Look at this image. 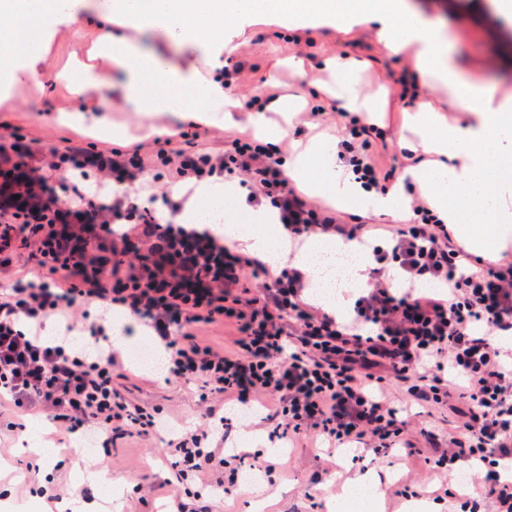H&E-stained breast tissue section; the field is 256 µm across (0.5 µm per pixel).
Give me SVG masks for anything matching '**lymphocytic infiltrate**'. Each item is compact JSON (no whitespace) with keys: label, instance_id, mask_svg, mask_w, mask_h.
Here are the masks:
<instances>
[{"label":"lymphocytic infiltrate","instance_id":"1","mask_svg":"<svg viewBox=\"0 0 512 512\" xmlns=\"http://www.w3.org/2000/svg\"><path fill=\"white\" fill-rule=\"evenodd\" d=\"M372 132L368 125L351 128L339 155L375 187L393 172L370 153ZM170 143L158 139L147 157L74 146L15 163L0 137V273L11 270L23 248L37 265L36 278L21 273L0 290V398L13 404L17 420L46 413L56 434L83 432L105 450L115 433L158 432L162 418L131 405L112 384L118 354L104 344L103 321L82 325L75 316L80 304L119 306L152 331L168 356L169 376L200 383V400L274 403L276 427L288 435L312 430L332 448L393 451L407 442L392 390L412 406L450 409L456 421L447 442L423 433L436 450V467L479 461L483 493L496 512H512V482L498 471L512 459V347L492 341L512 335V261L484 267L456 245L421 197L408 224L337 222L294 188L279 145L249 136L228 139L220 151H174ZM157 164L177 183L239 179L249 203L273 208L290 238L360 241L375 262L369 288L344 320L308 305L306 274L291 265L242 298L234 288L264 272L251 254L153 220L120 196L104 204L75 182L62 199L46 188L50 170L92 169L123 184ZM129 254L135 264L122 267L120 256ZM226 320L238 326L236 351L219 353L196 341V329ZM232 424L217 416L169 441L166 454L181 479L197 483L223 467L210 438Z\"/></svg>","mask_w":512,"mask_h":512}]
</instances>
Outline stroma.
Listing matches in <instances>:
<instances>
[{"mask_svg":"<svg viewBox=\"0 0 512 512\" xmlns=\"http://www.w3.org/2000/svg\"><path fill=\"white\" fill-rule=\"evenodd\" d=\"M87 8L73 20L50 25L44 35V53L34 69L36 78H23L14 83L8 95L0 96V135L14 134L15 153H37L57 147L78 145L87 149L110 152L152 146L154 132H188V139H174L172 146L185 148L193 142L213 150L224 147V138L238 128L208 119L186 121L170 113L143 114L127 111L119 87H112V105L106 119L123 127L120 138H102L93 133L88 123L60 121L59 116L77 109L70 93L69 80L60 71L71 56L87 59L101 31L98 16L106 11L109 0H86ZM425 11L443 16L457 43L458 50L470 66L487 65L499 79L500 93L512 94V26L504 24L489 7V0H421ZM379 23L369 22L347 31L318 27L306 29L300 39L288 37L284 26L254 23L234 38L232 62L246 63L242 77L233 82L232 93L241 106L237 116L246 120L250 114L245 100L262 93L278 96L294 94L303 105L292 117L270 113L272 122L280 125L281 137L287 140L284 155L313 138L337 142L351 122L334 102L319 100L308 81L285 66L286 58L296 56L315 66L324 58L354 57L366 62L362 76L365 88L385 87L389 91V110L384 114L383 135L371 140V153L380 166L404 169L410 160L404 155L409 133L403 126L406 109L416 100L406 94L400 81L403 70L414 69L412 53L388 51L380 36ZM113 384L132 404L159 409L167 416L172 429L187 431L208 420L218 411L223 400L212 397L200 400L194 385L180 380H163L147 370L122 377L114 376ZM406 437L409 447L388 454L356 451L350 455H329L315 435H301L282 441L272 438L274 428L261 409L249 411L247 417L226 434L223 445L244 448L245 456L236 461L238 469L249 468L254 460L271 468L267 480L243 485L233 496L225 497L226 512H254L256 494L268 497L269 512H332L336 492L346 483L378 472L391 473L382 485L374 512H407L415 500L430 502L433 512H459L462 497H449L447 486H458V479L435 469L434 449L419 435L428 428L446 435L452 416L440 410L413 413L408 417ZM36 420L26 423L28 434H39L43 453L28 454L17 450L19 437L13 432L0 433V512H54L55 506L41 497L37 488L45 480L67 491L88 489L83 506L86 512H164L170 499L182 495L184 487L176 480V471L165 454L166 436L142 437L117 434L112 438V455L80 448L69 450L68 440L49 433H37Z\"/></svg>","mask_w":512,"mask_h":512,"instance_id":"stroma-1","label":"stroma"}]
</instances>
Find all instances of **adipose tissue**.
Here are the masks:
<instances>
[{
	"label": "adipose tissue",
	"mask_w": 512,
	"mask_h": 512,
	"mask_svg": "<svg viewBox=\"0 0 512 512\" xmlns=\"http://www.w3.org/2000/svg\"><path fill=\"white\" fill-rule=\"evenodd\" d=\"M84 5L85 0H0V82L8 86L29 75L40 55L43 30L55 18H75ZM108 12L124 16L129 29L106 31L98 40L96 52L109 68L84 71L72 82L75 100L96 89L98 110L109 109L103 91L117 76L124 102L133 111L178 112L187 120L210 112L227 123L233 122L236 107L224 81V56L231 51L228 25L283 22L297 33L313 26L350 28L377 21L386 48L412 51L424 85L438 88L457 113L448 118L425 99L404 116L405 125L420 136V148L435 155L433 166L408 167L385 191L369 192L346 171L331 143L315 142L289 157V176L331 198L343 211L393 219L403 211L407 190L413 189L432 198L457 245L481 261L495 263L512 249V148L504 144L512 135V96L500 94L497 84L466 67L452 36L422 16L413 0H111ZM148 29L178 31L183 43L207 49L212 58L208 77H200L194 65L174 64L147 51L137 35ZM323 68L335 83L333 96L343 112L368 124L387 111V91H365L354 63L332 57ZM208 227L270 264L281 258L275 241L284 232L273 212L251 210L238 223L216 217ZM336 248L353 256L346 272L325 270L311 249L296 256L299 266L329 281L332 295L325 307L332 313L369 280V260L357 242L341 240Z\"/></svg>",
	"instance_id": "adipose-tissue-1"
}]
</instances>
